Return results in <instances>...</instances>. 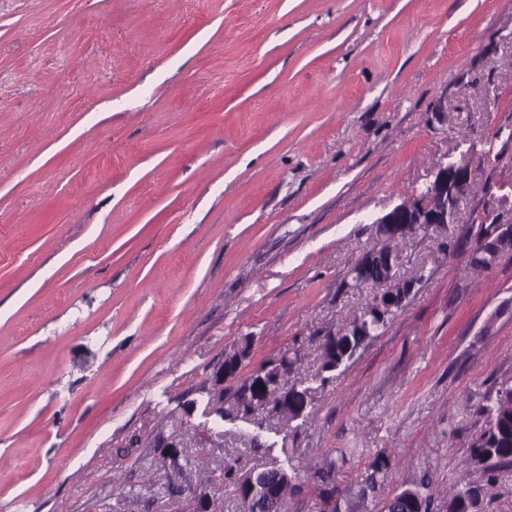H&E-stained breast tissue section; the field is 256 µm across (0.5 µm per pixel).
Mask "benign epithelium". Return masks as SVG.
Here are the masks:
<instances>
[{"label": "benign epithelium", "instance_id": "7a95c632", "mask_svg": "<svg viewBox=\"0 0 512 512\" xmlns=\"http://www.w3.org/2000/svg\"><path fill=\"white\" fill-rule=\"evenodd\" d=\"M470 185V172L467 167L439 159L425 183L424 190L413 202H401L384 215L373 219L379 232V244L386 246L385 255L389 260L400 261V255L393 248V243L399 241L411 229H417L420 224H456L458 223V206L464 192ZM485 251L500 253L512 251V224L495 221V232L481 239H474L469 254H480ZM230 376L224 372V366H219L212 375L211 388L207 389L208 400L204 414L216 421H224V382ZM283 404L291 403L297 410V418L305 416L308 405V390L295 387L293 393L288 388L281 390ZM182 492L187 494L192 504V512H220L218 503L211 491V481L203 480L196 485H190Z\"/></svg>", "mask_w": 512, "mask_h": 512}]
</instances>
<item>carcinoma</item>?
I'll use <instances>...</instances> for the list:
<instances>
[{
  "label": "carcinoma",
  "mask_w": 512,
  "mask_h": 512,
  "mask_svg": "<svg viewBox=\"0 0 512 512\" xmlns=\"http://www.w3.org/2000/svg\"><path fill=\"white\" fill-rule=\"evenodd\" d=\"M372 287L376 288L371 302L361 308L357 315L338 328L336 340L323 348L321 372L328 373L350 362L360 350L388 328L408 280L402 278L399 267L375 266L370 273ZM293 363L286 365L271 359L262 363L255 373L270 384L265 408L296 418L291 407L281 404L278 389L288 384ZM486 404L478 413L484 418V425L470 439L468 468L477 478L467 477L448 495L446 512H482L484 499L489 487L496 479V473L512 468V376L497 383L494 391L485 397ZM224 415L254 416L255 422L263 423V413H255L244 400L241 388L224 399ZM344 458H331L328 465L310 469L311 476L320 486V496L325 502H333V512H354L358 503L336 495L331 485L337 462ZM391 463L388 457L378 454L369 463L364 486L360 487L357 498L365 500L367 492L375 490L387 478ZM303 470L302 463L293 465L291 471L272 466L258 472L238 473L236 463L224 462L223 481L229 483L235 495L248 504L251 512H288V498L295 488V480ZM385 512H434L431 480L422 475L410 487L388 500Z\"/></svg>",
  "instance_id": "1"
}]
</instances>
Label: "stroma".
Listing matches in <instances>:
<instances>
[{"label":"stroma","instance_id":"stroma-1","mask_svg":"<svg viewBox=\"0 0 512 512\" xmlns=\"http://www.w3.org/2000/svg\"><path fill=\"white\" fill-rule=\"evenodd\" d=\"M444 156L458 224L396 246L434 276L323 377L372 218ZM511 186L512 0H0V512H189L207 476L243 512L225 460L331 449L341 495L399 458L367 512L425 472L445 503L512 376V253L468 260ZM246 337L241 376L288 357L307 419L203 416Z\"/></svg>","mask_w":512,"mask_h":512}]
</instances>
